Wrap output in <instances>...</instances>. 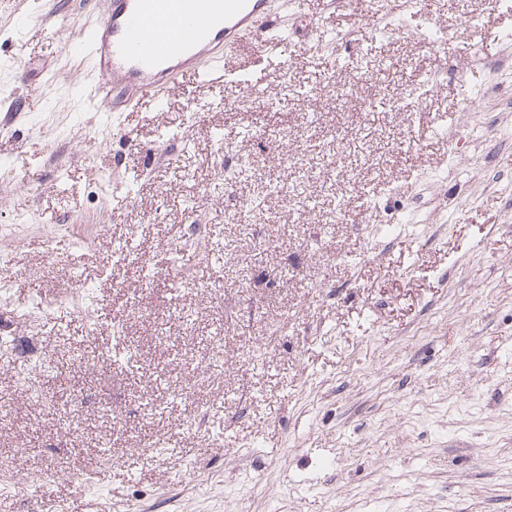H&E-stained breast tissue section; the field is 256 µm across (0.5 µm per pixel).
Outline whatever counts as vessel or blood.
I'll list each match as a JSON object with an SVG mask.
<instances>
[{
	"label": "vessel or blood",
	"mask_w": 512,
	"mask_h": 512,
	"mask_svg": "<svg viewBox=\"0 0 512 512\" xmlns=\"http://www.w3.org/2000/svg\"><path fill=\"white\" fill-rule=\"evenodd\" d=\"M99 22L92 25L82 51L89 59L99 96L114 78L125 93L115 112L159 101L184 74L217 81L226 58L251 41L258 55L277 50L295 35L294 19L305 0H98Z\"/></svg>",
	"instance_id": "b4317fda"
}]
</instances>
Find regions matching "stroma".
Here are the masks:
<instances>
[{"label": "stroma", "mask_w": 512, "mask_h": 512, "mask_svg": "<svg viewBox=\"0 0 512 512\" xmlns=\"http://www.w3.org/2000/svg\"><path fill=\"white\" fill-rule=\"evenodd\" d=\"M97 16L0 0V512H512V0L109 116Z\"/></svg>", "instance_id": "1"}]
</instances>
